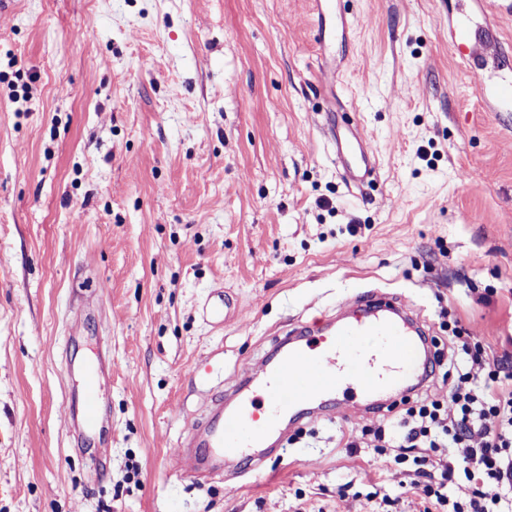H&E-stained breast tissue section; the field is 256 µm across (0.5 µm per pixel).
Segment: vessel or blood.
Instances as JSON below:
<instances>
[{"label":"vessel or blood","mask_w":512,"mask_h":512,"mask_svg":"<svg viewBox=\"0 0 512 512\" xmlns=\"http://www.w3.org/2000/svg\"><path fill=\"white\" fill-rule=\"evenodd\" d=\"M314 3L315 39L322 61L327 63L336 24L343 16L336 9V0ZM481 41L478 29L466 21L448 28V43L458 52ZM477 87L495 109L512 108V77L493 83L481 79ZM346 127L335 140L336 154L350 179L362 184L376 174V151L356 121L347 120ZM357 306L330 334L280 338L278 358L265 364L261 376L246 378L244 385L236 387L233 406L217 408L210 420L189 432L185 474L195 478L206 470L219 471L228 459L262 464L282 436L287 420L311 414L315 406L332 399L353 395L369 409L391 406L390 392L421 376L417 355L422 344L395 303L366 297L358 300ZM367 337L376 338L374 347H363ZM80 400L85 427L97 428L102 419L98 366H86Z\"/></svg>","instance_id":"b4317fda"}]
</instances>
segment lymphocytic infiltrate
<instances>
[{
  "instance_id": "f902f5d3",
  "label": "lymphocytic infiltrate",
  "mask_w": 512,
  "mask_h": 512,
  "mask_svg": "<svg viewBox=\"0 0 512 512\" xmlns=\"http://www.w3.org/2000/svg\"><path fill=\"white\" fill-rule=\"evenodd\" d=\"M448 402L418 398L394 425L397 440L395 461L413 457L412 483L426 502L439 512H512V368L490 369L483 385L469 373L456 369L450 376ZM495 428H487V418ZM480 446H472L473 437ZM446 449V456L430 459V451ZM473 487L465 502L448 499L445 489L458 478ZM507 489V498L486 499L484 483Z\"/></svg>"
}]
</instances>
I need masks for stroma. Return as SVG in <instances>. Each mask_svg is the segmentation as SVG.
<instances>
[{
  "mask_svg": "<svg viewBox=\"0 0 512 512\" xmlns=\"http://www.w3.org/2000/svg\"><path fill=\"white\" fill-rule=\"evenodd\" d=\"M319 65L312 0H14L0 12V512H423L374 433L401 415L336 404L257 473L193 479L208 402L274 339L392 296L512 365V16L486 0H339ZM493 24L464 59L448 22ZM377 176L350 183L333 117ZM358 233H350V225ZM218 290L237 306L202 314ZM102 363L105 428L79 433ZM358 447H348L350 436ZM476 80L480 93L493 102L496 111L512 107V77H502L494 83H487L481 76Z\"/></svg>",
  "mask_w": 512,
  "mask_h": 512,
  "instance_id": "35a3bbf8",
  "label": "stroma"
}]
</instances>
